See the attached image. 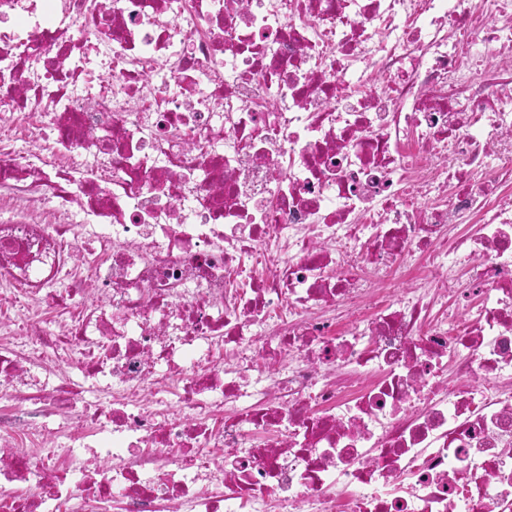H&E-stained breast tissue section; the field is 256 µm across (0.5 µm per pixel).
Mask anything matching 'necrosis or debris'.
Here are the masks:
<instances>
[{
	"instance_id": "obj_1",
	"label": "necrosis or debris",
	"mask_w": 512,
	"mask_h": 512,
	"mask_svg": "<svg viewBox=\"0 0 512 512\" xmlns=\"http://www.w3.org/2000/svg\"><path fill=\"white\" fill-rule=\"evenodd\" d=\"M0 282V512H512V0H0Z\"/></svg>"
}]
</instances>
